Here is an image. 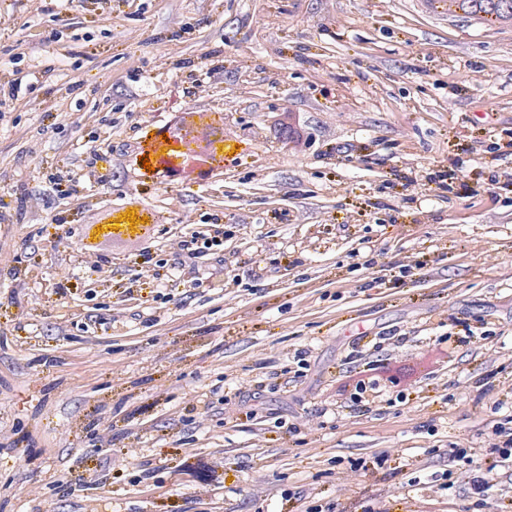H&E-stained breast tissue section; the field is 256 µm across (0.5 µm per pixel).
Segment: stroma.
<instances>
[{
  "label": "stroma",
  "instance_id": "obj_1",
  "mask_svg": "<svg viewBox=\"0 0 512 512\" xmlns=\"http://www.w3.org/2000/svg\"><path fill=\"white\" fill-rule=\"evenodd\" d=\"M447 2L0 0V83L44 73L0 105V200L43 209L0 223V512H512V20ZM218 110L224 177L183 181L170 116ZM91 147L105 182L62 196ZM383 365L407 390L355 391ZM200 226L193 230L189 237H185L177 243L176 249L187 257L195 256L202 250L213 251V254H218L223 250V224H202Z\"/></svg>",
  "mask_w": 512,
  "mask_h": 512
}]
</instances>
